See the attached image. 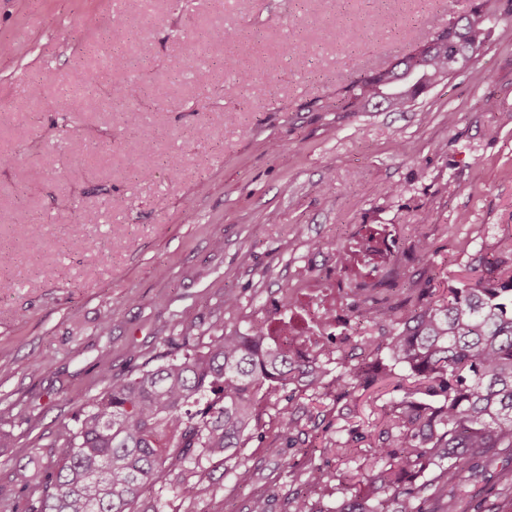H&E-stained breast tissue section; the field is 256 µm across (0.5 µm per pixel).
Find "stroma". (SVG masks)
Masks as SVG:
<instances>
[{
  "instance_id": "stroma-1",
  "label": "stroma",
  "mask_w": 512,
  "mask_h": 512,
  "mask_svg": "<svg viewBox=\"0 0 512 512\" xmlns=\"http://www.w3.org/2000/svg\"><path fill=\"white\" fill-rule=\"evenodd\" d=\"M475 2L0 0V432L13 439L0 512L18 501L12 468L38 473L60 421L112 377L182 356L177 324L273 318L282 288L313 285L360 225L393 226L397 283L441 290L512 238V14L404 111L340 109L354 74L391 66L430 37V18ZM116 14L119 30L84 24ZM243 69L254 78L239 88L227 75ZM47 73L54 89L37 91ZM419 230L429 268L411 252ZM394 386L296 398L292 433L248 441L253 479L209 469L194 512H247L257 495L287 512L304 439L373 432Z\"/></svg>"
}]
</instances>
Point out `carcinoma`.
I'll return each instance as SVG.
<instances>
[{
    "mask_svg": "<svg viewBox=\"0 0 512 512\" xmlns=\"http://www.w3.org/2000/svg\"><path fill=\"white\" fill-rule=\"evenodd\" d=\"M501 15L502 0H479L462 33L434 17L433 38L391 68L356 76L341 111L404 109L467 66ZM373 235L374 225H362L355 253L347 239L336 242L350 284L338 296L351 309L344 336L296 352L299 313L312 297L288 287L282 300L292 319L272 330L261 322L221 327L199 350L194 329L181 326L183 357L111 379L74 422H59L44 472L12 471L24 512H179L172 504L194 502L209 465L233 460L238 482L253 478L239 455L263 429L261 405L290 432L299 422L296 394L318 400L333 384L369 389L397 368L421 388L390 401L373 442L375 470L292 466L291 512H324L310 500L318 492L340 495L334 512H425L427 500L433 512H468L463 487L482 465L500 466L502 494L512 499V239L439 296L415 282L396 287L388 274L395 255L367 248ZM412 251L430 262L425 233ZM381 322L388 335L366 333ZM365 439L354 430L336 437V455H352Z\"/></svg>",
    "mask_w": 512,
    "mask_h": 512,
    "instance_id": "cac0c4a2",
    "label": "carcinoma"
}]
</instances>
